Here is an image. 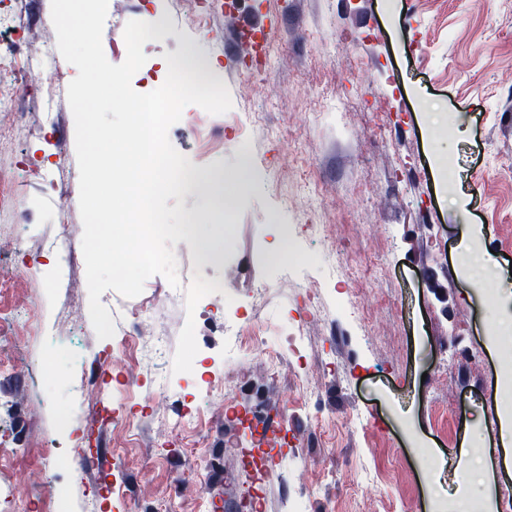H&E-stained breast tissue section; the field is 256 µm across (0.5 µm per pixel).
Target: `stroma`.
<instances>
[{
  "label": "stroma",
  "mask_w": 512,
  "mask_h": 512,
  "mask_svg": "<svg viewBox=\"0 0 512 512\" xmlns=\"http://www.w3.org/2000/svg\"><path fill=\"white\" fill-rule=\"evenodd\" d=\"M267 19L256 55L234 48L235 21L195 0H109L102 43L109 62L126 58V23H154L162 40L131 85L160 87L165 53L213 61L238 134L222 117L206 131L170 127L172 146L193 172H223V201L209 187L185 192L183 209L210 237L173 248L190 268L178 301L157 318L168 337L162 393L151 381L131 389L125 375L141 357L98 338L77 272L40 246L55 238L54 195L33 169L65 166L78 176L75 122L67 100L51 120L16 126L0 144V168L19 174L17 209L0 211V276L30 268L48 288L26 301L43 333L16 331L23 363L0 374V428L16 447L45 443L59 455L54 512H85L99 482L96 512H240L246 492L259 512H456L459 497L480 505L467 447L483 455L498 496L512 491V0H239ZM11 37L24 41L51 24V0H0ZM325 215L329 237L308 227ZM481 227L466 251L465 225ZM28 251L9 255L15 237ZM336 250L335 266L324 255ZM498 264L473 284L477 253ZM163 276L126 298L101 296L116 326L151 305ZM250 303L265 288L259 322L265 342L235 380L223 363L187 373L200 348L222 353L224 335L200 320L198 284ZM322 291L325 322L304 325L307 360L281 362L269 383V353L302 293ZM97 377L102 423H91L84 382ZM227 392L225 409L185 425L184 407L203 381ZM284 409L282 431L260 435L240 417L259 398ZM211 463L202 496L185 452ZM89 458L78 470L74 456Z\"/></svg>",
  "instance_id": "obj_1"
}]
</instances>
